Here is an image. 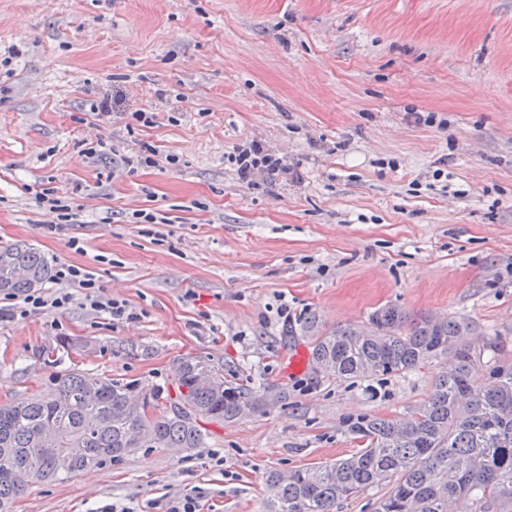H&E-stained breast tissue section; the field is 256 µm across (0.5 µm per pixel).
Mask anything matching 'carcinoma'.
I'll use <instances>...</instances> for the list:
<instances>
[{
  "mask_svg": "<svg viewBox=\"0 0 512 512\" xmlns=\"http://www.w3.org/2000/svg\"><path fill=\"white\" fill-rule=\"evenodd\" d=\"M52 276L46 258L25 242L0 247V292L22 294ZM311 339L317 372L370 380L406 374L437 359L452 365L436 377L428 399L398 418L362 416L350 431L364 448L336 462L271 472L269 512H333L340 501L385 485L376 512H452L473 494L480 512L512 501V368L500 364L504 342L461 315L376 309L365 330L324 329L307 312L288 326ZM483 367L490 380L473 382ZM51 399L0 404V512L35 482L55 481L121 459L140 448L183 452L204 444L198 419L235 422L265 413L287 393L224 376L211 360L186 357L176 369V397L135 380L71 371L53 374ZM150 404L148 415L143 406ZM68 455L61 469L53 449Z\"/></svg>",
  "mask_w": 512,
  "mask_h": 512,
  "instance_id": "cac0c4a2",
  "label": "carcinoma"
}]
</instances>
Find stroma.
<instances>
[{"label":"stroma","instance_id":"obj_1","mask_svg":"<svg viewBox=\"0 0 512 512\" xmlns=\"http://www.w3.org/2000/svg\"><path fill=\"white\" fill-rule=\"evenodd\" d=\"M139 110L154 124L127 131ZM100 138L113 152L88 158ZM253 139L301 181H240L227 156ZM143 142L176 164L128 170ZM49 187L83 204L55 234L34 199ZM137 209L167 221L135 223ZM18 241L84 266L130 315L77 288L64 308L0 321V403L51 395L50 372L72 369L171 394L185 356L288 402L202 421L189 452L142 448L32 484L14 512H165L187 495L200 512H267L270 472L354 454L352 421L409 414L442 368L327 378L289 318L464 315L512 362V0H0V246Z\"/></svg>","mask_w":512,"mask_h":512}]
</instances>
